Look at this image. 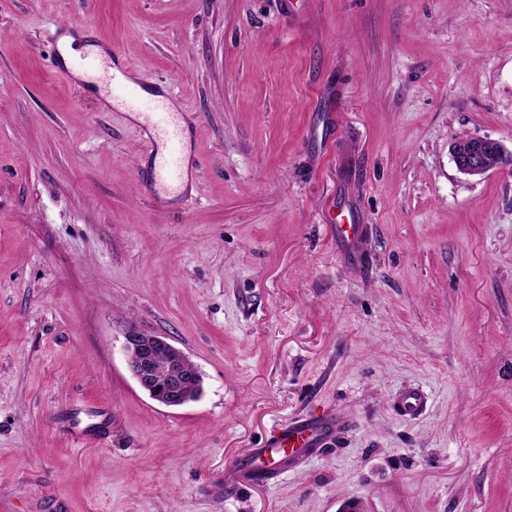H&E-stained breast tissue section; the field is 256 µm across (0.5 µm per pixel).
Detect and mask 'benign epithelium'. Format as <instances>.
<instances>
[{
	"label": "benign epithelium",
	"instance_id": "1",
	"mask_svg": "<svg viewBox=\"0 0 512 512\" xmlns=\"http://www.w3.org/2000/svg\"><path fill=\"white\" fill-rule=\"evenodd\" d=\"M494 143L489 138L469 137L457 148L453 160L457 169L472 177H483L489 172L485 164V147ZM122 350L128 370L141 391L154 402L168 408H179L190 403L186 384H199V368H189V356L165 336L148 335L135 327L124 332ZM163 353L168 359V379L161 384L152 370V358Z\"/></svg>",
	"mask_w": 512,
	"mask_h": 512
}]
</instances>
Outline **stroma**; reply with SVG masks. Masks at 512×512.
I'll use <instances>...</instances> for the list:
<instances>
[{"label": "stroma", "mask_w": 512, "mask_h": 512, "mask_svg": "<svg viewBox=\"0 0 512 512\" xmlns=\"http://www.w3.org/2000/svg\"><path fill=\"white\" fill-rule=\"evenodd\" d=\"M66 33L179 113L187 201ZM466 136L512 153V0H0V512H512V162L461 174ZM131 326L198 401L138 388ZM122 350L131 376L151 400L168 408H179L191 403L185 386L188 383L198 385L202 382L199 368L169 338L148 335L130 327L124 332ZM159 353H164L168 359L167 380L164 357L159 356L156 361L157 379L152 370V358ZM130 355L134 356L133 360ZM186 360L195 365L194 368H188L185 365ZM164 382L165 384H160ZM428 401V395L422 389L408 388L395 397L393 408L402 417L415 418L425 410ZM338 424V418H310L282 430L238 464L237 479L242 483L278 479L298 458L317 454Z\"/></svg>", "instance_id": "35a3bbf8"}]
</instances>
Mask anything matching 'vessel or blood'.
Segmentation results:
<instances>
[{
	"label": "vessel or blood",
	"instance_id": "b4317fda",
	"mask_svg": "<svg viewBox=\"0 0 512 512\" xmlns=\"http://www.w3.org/2000/svg\"><path fill=\"white\" fill-rule=\"evenodd\" d=\"M111 81L113 98L127 111L141 114L143 118L142 129L157 159L151 174L155 190L162 195L180 192L189 163L176 114L159 103L153 111H143V83L139 77L121 70L112 74ZM428 401L422 389L409 388L396 396L393 408L400 416L413 418L425 410ZM336 426V421L331 418H310L281 431L239 463L238 480L249 483L278 479L298 458L317 454Z\"/></svg>",
	"mask_w": 512,
	"mask_h": 512
}]
</instances>
